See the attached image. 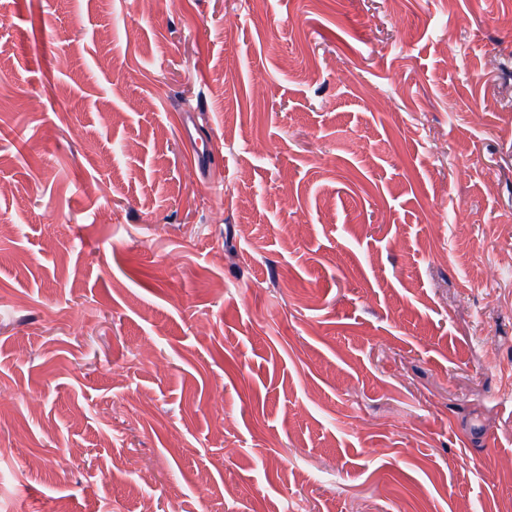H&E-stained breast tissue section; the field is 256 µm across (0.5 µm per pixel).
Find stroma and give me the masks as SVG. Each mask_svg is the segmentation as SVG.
<instances>
[{"instance_id":"35a3bbf8","label":"stroma","mask_w":512,"mask_h":512,"mask_svg":"<svg viewBox=\"0 0 512 512\" xmlns=\"http://www.w3.org/2000/svg\"><path fill=\"white\" fill-rule=\"evenodd\" d=\"M0 182V512L512 505V0H0Z\"/></svg>"}]
</instances>
